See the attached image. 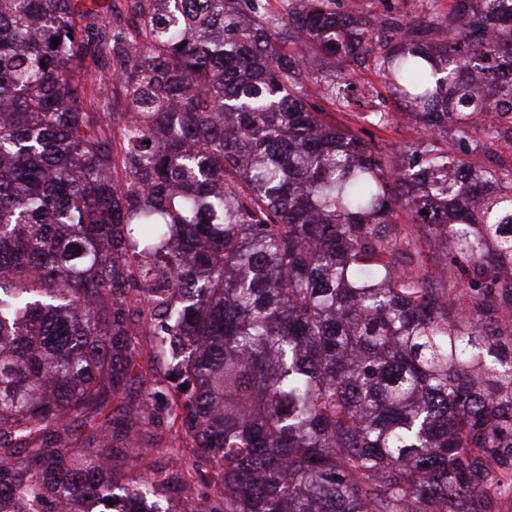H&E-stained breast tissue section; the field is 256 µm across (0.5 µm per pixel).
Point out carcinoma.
Here are the masks:
<instances>
[{"label":"carcinoma","mask_w":512,"mask_h":512,"mask_svg":"<svg viewBox=\"0 0 512 512\" xmlns=\"http://www.w3.org/2000/svg\"><path fill=\"white\" fill-rule=\"evenodd\" d=\"M279 2L0 0V512L512 502V0ZM345 10L355 14L375 15L381 18H422L429 3L426 0H342ZM357 88L361 90V96L364 99L365 107L358 108L354 105L352 110L339 109L336 106V112L319 98L311 97L316 104L331 112L336 123H343L351 126L365 140L373 139L379 146L385 147L388 152H396L408 141L417 138L418 132L400 113L390 100L388 93L382 84L381 79L373 71L363 70L357 75ZM382 99L387 102L383 103ZM369 103V104H368ZM385 106V112H390V121L387 127L378 126L373 122V108L376 104Z\"/></svg>","instance_id":"1"}]
</instances>
